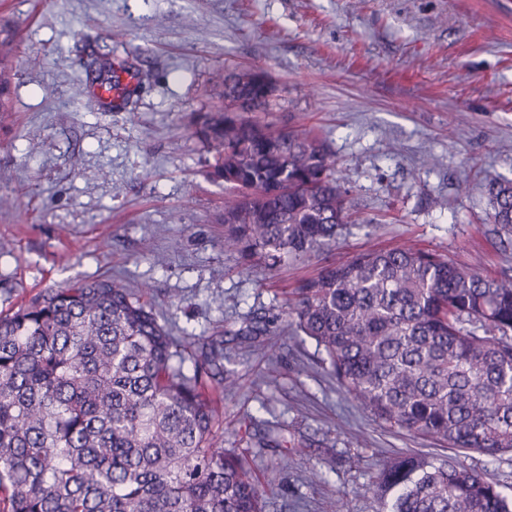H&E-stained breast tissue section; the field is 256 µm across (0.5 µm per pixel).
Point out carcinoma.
<instances>
[{"mask_svg":"<svg viewBox=\"0 0 512 512\" xmlns=\"http://www.w3.org/2000/svg\"><path fill=\"white\" fill-rule=\"evenodd\" d=\"M16 31L0 25V125L13 111ZM90 84L120 90L91 51ZM246 71L217 69L221 102L192 136L212 155L224 239L269 270L336 244L351 218L336 160L315 128H277ZM512 233V182L489 189ZM288 326L313 339L338 387L385 426L495 462L512 453V274L438 254L366 251L303 279ZM257 315L238 333L268 331ZM224 347L184 368L153 308L117 278L47 289L0 314V512H264L248 460L212 446L235 379ZM382 512H512V487L448 458L386 457L369 487Z\"/></svg>","mask_w":512,"mask_h":512,"instance_id":"carcinoma-1","label":"carcinoma"}]
</instances>
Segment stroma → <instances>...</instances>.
Segmentation results:
<instances>
[{"label": "stroma", "instance_id": "35a3bbf8", "mask_svg": "<svg viewBox=\"0 0 512 512\" xmlns=\"http://www.w3.org/2000/svg\"><path fill=\"white\" fill-rule=\"evenodd\" d=\"M0 20L40 59L18 66L0 126V194L18 201L0 210V312L118 276L183 356L223 341L237 385L216 445L252 459L265 512H378L380 461L409 449L512 485L511 454L489 465L380 425L284 322L251 349L235 337L253 312L285 311L299 280L368 250L512 272L486 191L512 181V0H0ZM90 45L146 72L128 104L106 110L86 86ZM249 67L269 75L278 124L322 131L355 203L334 247L271 272L225 245L224 185L190 136L218 94L212 72ZM270 429L280 447H259Z\"/></svg>", "mask_w": 512, "mask_h": 512}]
</instances>
